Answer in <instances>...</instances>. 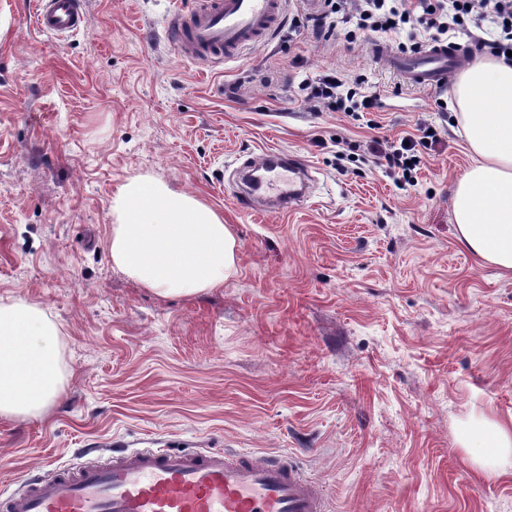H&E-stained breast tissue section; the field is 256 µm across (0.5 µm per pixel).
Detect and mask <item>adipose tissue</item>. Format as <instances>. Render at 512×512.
<instances>
[{
	"label": "adipose tissue",
	"mask_w": 512,
	"mask_h": 512,
	"mask_svg": "<svg viewBox=\"0 0 512 512\" xmlns=\"http://www.w3.org/2000/svg\"><path fill=\"white\" fill-rule=\"evenodd\" d=\"M473 165L452 197L457 239L512 272V65L476 60L452 86ZM112 264L155 295L195 296L237 273L236 239L220 215L162 182L130 180L113 201ZM65 392L60 332L35 305L0 304V417H41Z\"/></svg>",
	"instance_id": "obj_1"
}]
</instances>
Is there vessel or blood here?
I'll return each mask as SVG.
<instances>
[{
	"instance_id": "1",
	"label": "vessel or blood",
	"mask_w": 512,
	"mask_h": 512,
	"mask_svg": "<svg viewBox=\"0 0 512 512\" xmlns=\"http://www.w3.org/2000/svg\"><path fill=\"white\" fill-rule=\"evenodd\" d=\"M285 0H199L177 14L169 34L198 63L219 66L245 48L266 42L282 22ZM37 28L68 36L84 28L83 0H35ZM384 57L403 81L436 88L468 59L471 48L436 43L412 54L385 46ZM245 188L239 202L254 212L293 211L308 197L309 166L299 155L271 150L239 168ZM0 512H327L320 485L281 457L243 451L135 449L108 460L59 467L0 490Z\"/></svg>"
}]
</instances>
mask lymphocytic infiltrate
Segmentation results:
<instances>
[{
    "instance_id": "obj_1",
    "label": "lymphocytic infiltrate",
    "mask_w": 512,
    "mask_h": 512,
    "mask_svg": "<svg viewBox=\"0 0 512 512\" xmlns=\"http://www.w3.org/2000/svg\"><path fill=\"white\" fill-rule=\"evenodd\" d=\"M322 34L347 45L373 37H389L406 30L426 33L429 42H442L451 32L469 37L477 51L495 58L512 53V0H323ZM492 24L491 37H483L485 24ZM301 105L312 112H339L351 120H366L369 129H379L371 112L380 107V97L366 92L361 80L347 79L327 69L304 79L298 86ZM439 142L428 126L393 139L344 142L337 157L352 163L370 162L386 168L400 187H413L429 151Z\"/></svg>"
}]
</instances>
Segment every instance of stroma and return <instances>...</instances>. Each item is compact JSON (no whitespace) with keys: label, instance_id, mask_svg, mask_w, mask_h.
Returning <instances> with one entry per match:
<instances>
[{"label":"stroma","instance_id":"35a3bbf8","mask_svg":"<svg viewBox=\"0 0 512 512\" xmlns=\"http://www.w3.org/2000/svg\"><path fill=\"white\" fill-rule=\"evenodd\" d=\"M194 0H84L90 24L40 33L32 0H0V300L60 329L65 394L39 419L0 418V489L137 448L248 450L296 459L329 512H512V456L485 465L464 438L512 427V274L457 240L452 195L473 162L447 89L407 86L362 42H318L320 13L224 67L167 30ZM333 68L379 93L385 134L441 137L417 186L340 169L338 140L368 128L293 102ZM283 149L311 167L308 201L254 213L234 172ZM210 205L238 274L161 298L112 265L111 201L130 179Z\"/></svg>","mask_w":512,"mask_h":512}]
</instances>
